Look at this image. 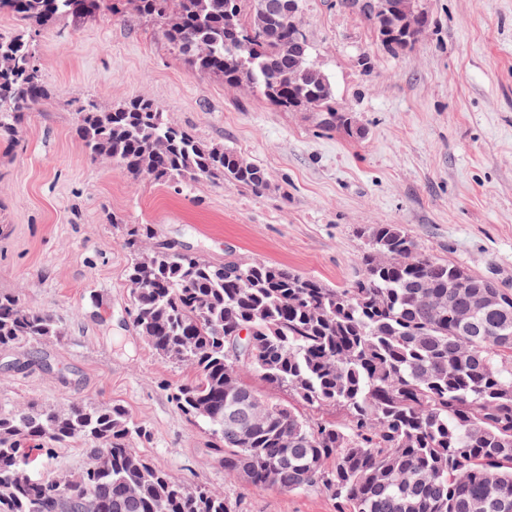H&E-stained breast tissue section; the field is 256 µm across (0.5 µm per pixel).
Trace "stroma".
I'll list each match as a JSON object with an SVG mask.
<instances>
[{
    "label": "stroma",
    "instance_id": "obj_1",
    "mask_svg": "<svg viewBox=\"0 0 512 512\" xmlns=\"http://www.w3.org/2000/svg\"><path fill=\"white\" fill-rule=\"evenodd\" d=\"M427 33L385 48L343 0H302L300 19L336 107L367 135L319 125L255 92L192 73L157 25L134 13L62 20L38 63L55 89L15 145H0V291L51 313L62 336L0 349V412L77 403L125 407L146 430L135 450L175 481L239 500L242 512H337L328 496L252 492L225 476L203 422L170 393L189 370L159 357L131 316L129 234L220 262L286 267L332 288L357 278L365 229L397 224L434 258L512 289V0H422ZM108 109L147 97L198 139L240 152L269 190L200 179H133L90 162L76 99ZM84 448H58L33 476L79 473Z\"/></svg>",
    "mask_w": 512,
    "mask_h": 512
}]
</instances>
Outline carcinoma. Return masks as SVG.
I'll return each instance as SVG.
<instances>
[{
  "label": "carcinoma",
  "instance_id": "carcinoma-1",
  "mask_svg": "<svg viewBox=\"0 0 512 512\" xmlns=\"http://www.w3.org/2000/svg\"><path fill=\"white\" fill-rule=\"evenodd\" d=\"M84 0H0L24 22L0 33V143L13 144L25 116L52 96L38 64L40 32L82 19ZM96 14L132 10L152 21L194 72L243 86L280 108L323 113L347 129L332 86L289 70L288 14L267 0H93ZM351 9L378 31L369 0ZM76 134L90 161L109 160L133 179L206 178L255 192L268 173L241 153L199 141L140 97L103 111L79 102ZM361 271L331 288L279 265L243 258L215 263L197 253L147 245L130 233L127 271L133 323L163 359L192 378L171 400L203 420L213 453L253 492L317 490L337 512H512V292L495 311L458 327L448 279L462 267L418 252L397 224H371ZM248 330L250 355L237 352ZM61 333L52 314L0 292V348ZM254 372L288 393L263 397ZM333 407L339 420L312 421L294 407ZM248 434L224 424L230 410ZM144 435L120 406L0 414V512H239L225 496L172 480L133 450ZM70 443L89 462L75 476L28 480L36 457Z\"/></svg>",
  "mask_w": 512,
  "mask_h": 512
}]
</instances>
